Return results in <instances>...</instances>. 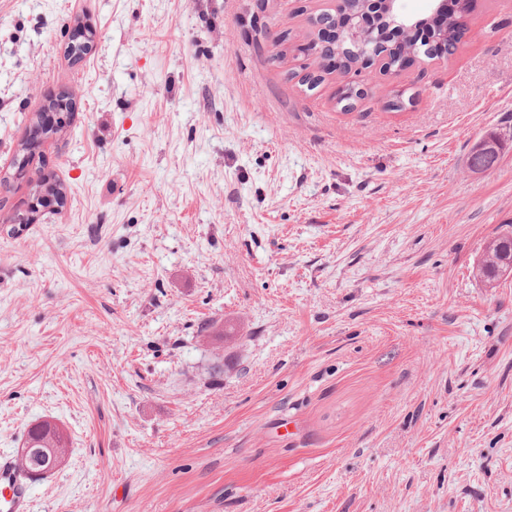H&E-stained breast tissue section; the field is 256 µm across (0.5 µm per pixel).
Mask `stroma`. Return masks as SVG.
I'll return each instance as SVG.
<instances>
[{"label":"stroma","instance_id":"35a3bbf8","mask_svg":"<svg viewBox=\"0 0 512 512\" xmlns=\"http://www.w3.org/2000/svg\"><path fill=\"white\" fill-rule=\"evenodd\" d=\"M321 2L0 0V454L69 438L33 512H512V277L472 275L512 221V0L348 112L277 56ZM64 95L31 167L67 200L10 234ZM59 132L58 129H45L39 125L33 126L30 130L29 136L25 142L21 143L13 156L15 169L18 167L21 169L22 174L26 172V168L29 165V158L31 156L30 145L32 141H39L51 137Z\"/></svg>","mask_w":512,"mask_h":512}]
</instances>
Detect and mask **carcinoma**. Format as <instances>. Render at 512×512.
Here are the masks:
<instances>
[{
	"label": "carcinoma",
	"mask_w": 512,
	"mask_h": 512,
	"mask_svg": "<svg viewBox=\"0 0 512 512\" xmlns=\"http://www.w3.org/2000/svg\"><path fill=\"white\" fill-rule=\"evenodd\" d=\"M367 8L365 0H358L352 12L340 10L330 3H323L319 8L307 11L303 7L301 14H307V23L314 29L325 22L336 23V42L331 46L319 45L309 38L305 45L295 41L291 30L280 32L276 43L280 47L279 54L284 56L290 51L304 55H314L317 67L312 70L294 72L292 76L298 79V85L305 91H313L325 80L326 76L339 72L343 75L359 72V69L380 63L379 71L383 74H398L415 64L417 59L424 56L428 59L448 58L455 54L458 45L466 33L463 18L469 14L471 5L458 7L446 17H433L428 20L427 29L436 49L430 53H417L416 40L413 34L402 35L400 41L389 38V27L392 18L389 15H378L374 18L372 40L361 42L357 37L358 20ZM364 93L352 81L343 84L337 91L336 104L344 111L354 108L357 100ZM58 133V130L45 129L39 125L33 126L25 142L21 143L13 156L15 167L26 172L31 156V142L43 140ZM36 193L44 201L60 202L66 194V188L61 185L37 186ZM475 277L491 285L501 279L512 276V232L501 233L492 238L484 247L475 267ZM68 437L63 427L53 420H43L32 426L22 448L17 451L19 467L26 471L33 470L48 472L60 467L65 458Z\"/></svg>",
	"instance_id": "1"
}]
</instances>
